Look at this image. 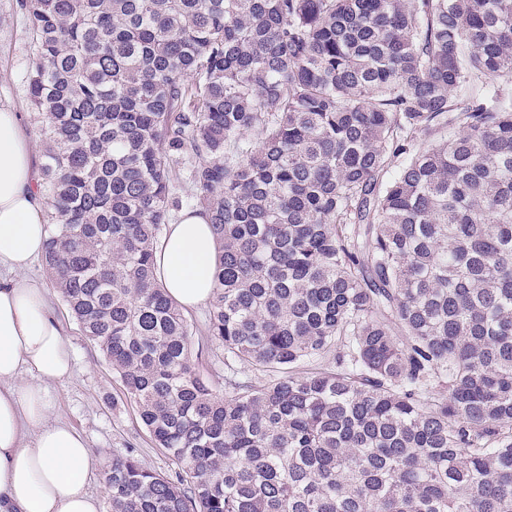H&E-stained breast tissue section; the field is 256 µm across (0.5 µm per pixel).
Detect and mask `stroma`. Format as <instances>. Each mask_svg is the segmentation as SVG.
<instances>
[{"label": "stroma", "mask_w": 512, "mask_h": 512, "mask_svg": "<svg viewBox=\"0 0 512 512\" xmlns=\"http://www.w3.org/2000/svg\"><path fill=\"white\" fill-rule=\"evenodd\" d=\"M32 65L26 11L21 0H0V104L10 105L24 118L31 138L34 162L42 160L38 125L28 101L27 74ZM28 277L48 286L49 303L61 320L73 351V375L64 384L52 386L56 415L86 439L94 458L87 488L100 500V512H111L107 473L114 455L134 451L146 465L159 473L175 476L178 466L164 449L156 447L142 425L137 408L125 395L119 378L105 361L99 347L81 332L41 261H34ZM208 310L188 311L194 325L192 345L200 353V365L209 373H223L224 352L206 332Z\"/></svg>", "instance_id": "35a3bbf8"}]
</instances>
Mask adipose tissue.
<instances>
[{"label": "adipose tissue", "instance_id": "obj_1", "mask_svg": "<svg viewBox=\"0 0 512 512\" xmlns=\"http://www.w3.org/2000/svg\"><path fill=\"white\" fill-rule=\"evenodd\" d=\"M44 209L22 116L0 106V512H99L87 491L92 453L54 420L48 392L69 378L71 354L46 289L27 275L48 238ZM155 258L183 309L210 301L216 243L206 215L181 214Z\"/></svg>", "mask_w": 512, "mask_h": 512}]
</instances>
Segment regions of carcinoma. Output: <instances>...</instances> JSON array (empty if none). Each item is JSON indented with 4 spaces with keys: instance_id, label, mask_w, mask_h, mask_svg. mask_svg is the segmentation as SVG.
<instances>
[{
    "instance_id": "obj_1",
    "label": "carcinoma",
    "mask_w": 512,
    "mask_h": 512,
    "mask_svg": "<svg viewBox=\"0 0 512 512\" xmlns=\"http://www.w3.org/2000/svg\"><path fill=\"white\" fill-rule=\"evenodd\" d=\"M24 7L43 266L179 467L114 457L112 512H512V0ZM155 258L164 287L183 310L211 300L216 243L206 215L183 212L168 224ZM209 304L204 307L185 312L188 318L193 322L194 335L192 336V345L195 353L198 352L201 359L200 366L213 375L224 374L223 361L224 351L216 346L207 336L206 319Z\"/></svg>"
}]
</instances>
